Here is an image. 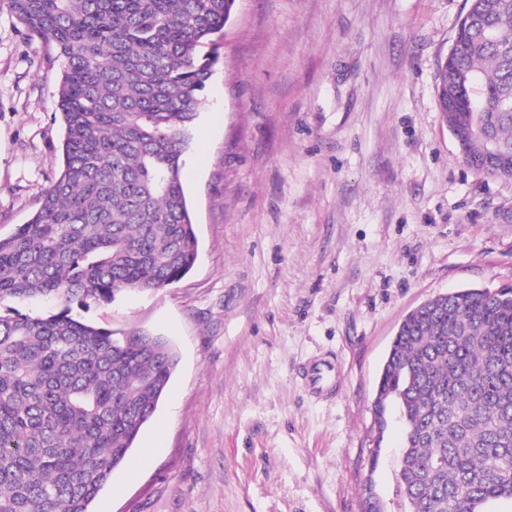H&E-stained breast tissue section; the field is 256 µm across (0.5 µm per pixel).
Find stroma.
<instances>
[{"instance_id":"stroma-1","label":"stroma","mask_w":512,"mask_h":512,"mask_svg":"<svg viewBox=\"0 0 512 512\" xmlns=\"http://www.w3.org/2000/svg\"><path fill=\"white\" fill-rule=\"evenodd\" d=\"M467 0H237L184 158L198 255L173 285L91 306L166 337L177 368L92 512H363L371 404L406 315L512 287V181L464 165L436 98ZM62 63L0 15V232L58 170ZM328 358L341 387L309 395Z\"/></svg>"}]
</instances>
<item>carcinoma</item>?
<instances>
[{"mask_svg": "<svg viewBox=\"0 0 512 512\" xmlns=\"http://www.w3.org/2000/svg\"><path fill=\"white\" fill-rule=\"evenodd\" d=\"M491 27H463L437 81L450 130L487 128L512 153V0H470ZM236 0H0L64 63L63 167L24 224L0 234V512H91L154 414L178 359L143 331L85 321L74 306L171 285L198 241L183 158ZM465 163L512 180V158ZM43 300L49 315L18 304ZM405 437L404 512H484L512 500V287L467 288L410 312L373 401L377 466L393 407Z\"/></svg>", "mask_w": 512, "mask_h": 512, "instance_id": "1", "label": "carcinoma"}]
</instances>
